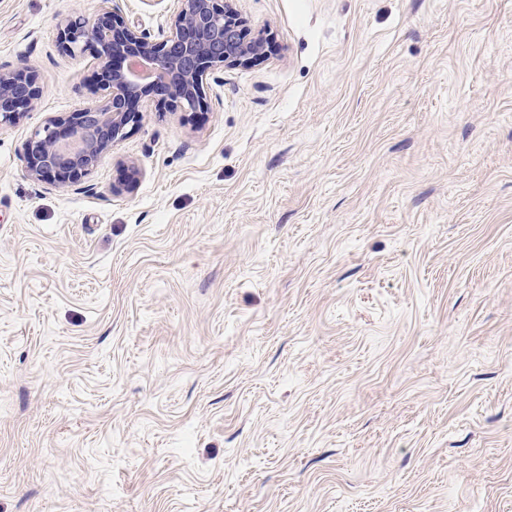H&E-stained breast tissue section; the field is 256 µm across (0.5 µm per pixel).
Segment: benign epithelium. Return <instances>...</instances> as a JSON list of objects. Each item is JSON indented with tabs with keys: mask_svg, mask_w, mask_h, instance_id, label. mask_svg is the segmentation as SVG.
<instances>
[{
	"mask_svg": "<svg viewBox=\"0 0 512 512\" xmlns=\"http://www.w3.org/2000/svg\"><path fill=\"white\" fill-rule=\"evenodd\" d=\"M61 50L90 47L98 60L102 105L50 118L26 144L27 174L65 187L78 183L139 122V104L150 98L189 115L208 111L209 75L253 65L265 57L267 39L251 37L228 0H181L168 32L155 39L132 26L114 0H102L93 20L81 15L59 29ZM39 90L23 68L0 73V123L32 111Z\"/></svg>",
	"mask_w": 512,
	"mask_h": 512,
	"instance_id": "1",
	"label": "benign epithelium"
}]
</instances>
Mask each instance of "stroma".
<instances>
[{
    "label": "stroma",
    "mask_w": 512,
    "mask_h": 512,
    "mask_svg": "<svg viewBox=\"0 0 512 512\" xmlns=\"http://www.w3.org/2000/svg\"><path fill=\"white\" fill-rule=\"evenodd\" d=\"M100 4L0 0V512H512V0H231L206 115L33 180ZM38 97V87L25 69L0 73V123L14 122L31 112Z\"/></svg>",
    "instance_id": "35a3bbf8"
}]
</instances>
